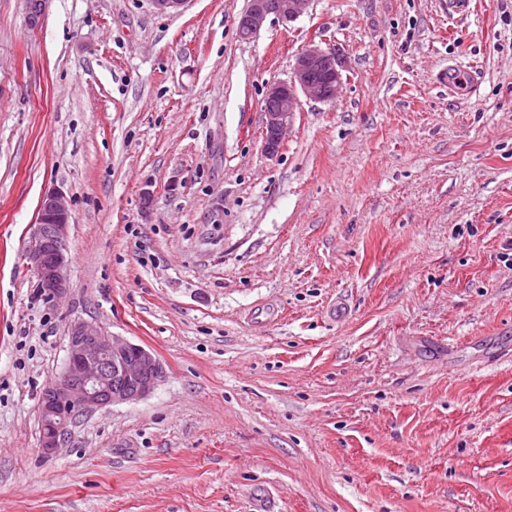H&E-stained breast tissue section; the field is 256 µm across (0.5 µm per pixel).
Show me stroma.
Segmentation results:
<instances>
[{
	"label": "stroma",
	"mask_w": 512,
	"mask_h": 512,
	"mask_svg": "<svg viewBox=\"0 0 512 512\" xmlns=\"http://www.w3.org/2000/svg\"><path fill=\"white\" fill-rule=\"evenodd\" d=\"M440 2L245 40L247 0H0V512H512V0ZM311 42L342 88L267 154ZM52 188L58 303L25 259ZM78 319L164 374L48 455Z\"/></svg>",
	"instance_id": "35a3bbf8"
}]
</instances>
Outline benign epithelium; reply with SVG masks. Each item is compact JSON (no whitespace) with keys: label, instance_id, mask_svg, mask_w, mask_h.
I'll use <instances>...</instances> for the list:
<instances>
[{"label":"benign epithelium","instance_id":"obj_1","mask_svg":"<svg viewBox=\"0 0 512 512\" xmlns=\"http://www.w3.org/2000/svg\"><path fill=\"white\" fill-rule=\"evenodd\" d=\"M312 0H249L238 28L251 38L267 16L283 23L295 21ZM345 61L335 51L313 44L296 57L289 82L273 85L264 99V146L276 152L293 125L300 100L298 93L316 101L336 97ZM70 209L64 191L52 189L40 203L39 224L26 247V258L47 298L60 301L68 291L67 228ZM163 376L159 360L140 345L108 334L99 325L84 320L68 328L66 367L42 392L40 447L51 454L63 447L71 426L80 417L110 405L136 401L148 396Z\"/></svg>","mask_w":512,"mask_h":512}]
</instances>
